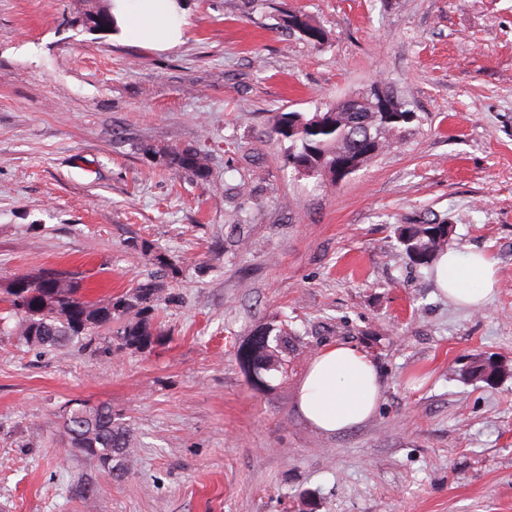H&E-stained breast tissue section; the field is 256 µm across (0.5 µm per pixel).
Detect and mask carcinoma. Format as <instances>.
I'll use <instances>...</instances> for the list:
<instances>
[{
    "label": "carcinoma",
    "instance_id": "carcinoma-1",
    "mask_svg": "<svg viewBox=\"0 0 512 512\" xmlns=\"http://www.w3.org/2000/svg\"><path fill=\"white\" fill-rule=\"evenodd\" d=\"M289 29L308 35L306 42L322 45L325 32L304 14L287 15ZM419 119L415 112H301L280 113L273 134L290 142L289 163L322 179L349 158H361L365 164L391 147L401 130ZM140 150L159 155L163 166L174 172L192 175L207 183L211 169L204 153L192 146L158 152L143 144ZM451 228L443 221L402 224L397 241L410 261L430 266L448 245ZM159 270L107 301L93 302L79 295L80 279L71 273L42 271L21 276L15 282L22 295L6 291L0 302L9 305V316L17 320L19 339L27 346L51 351L76 344L102 354L117 349L142 346L151 331L145 315L154 310L163 296L164 277L172 263L164 256L156 258ZM288 329L268 324L256 329L247 346L238 353L251 385L267 388L282 372L288 356ZM64 428L77 449L94 467L108 455L125 460L133 448L126 423L115 418L112 407L75 402L68 410Z\"/></svg>",
    "mask_w": 512,
    "mask_h": 512
}]
</instances>
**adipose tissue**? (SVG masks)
Returning <instances> with one entry per match:
<instances>
[{"label":"adipose tissue","instance_id":"adipose-tissue-1","mask_svg":"<svg viewBox=\"0 0 512 512\" xmlns=\"http://www.w3.org/2000/svg\"><path fill=\"white\" fill-rule=\"evenodd\" d=\"M112 15L125 35L155 47L178 43L187 24L176 0H112ZM435 277L450 299L475 309L485 305L496 284L493 262L477 251L440 254ZM381 387L370 355L353 346L332 344L308 365L298 388V407L316 430L343 433L372 418Z\"/></svg>","mask_w":512,"mask_h":512}]
</instances>
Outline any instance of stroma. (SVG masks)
<instances>
[{
  "label": "stroma",
  "mask_w": 512,
  "mask_h": 512,
  "mask_svg": "<svg viewBox=\"0 0 512 512\" xmlns=\"http://www.w3.org/2000/svg\"><path fill=\"white\" fill-rule=\"evenodd\" d=\"M158 50L82 23L88 0H0V296L41 269L104 301L175 271L144 349L48 353L0 333V512H512V0H180ZM300 12L326 33L286 31ZM420 115L342 183L289 165L271 128L375 83ZM199 147L203 184L141 152ZM427 218L483 251L497 289L457 307L396 229ZM148 249H141V242ZM297 339L258 390L238 351ZM365 350L374 416L325 435L296 407L327 345ZM136 442L122 476L70 448L72 401Z\"/></svg>",
  "instance_id": "35a3bbf8"
}]
</instances>
